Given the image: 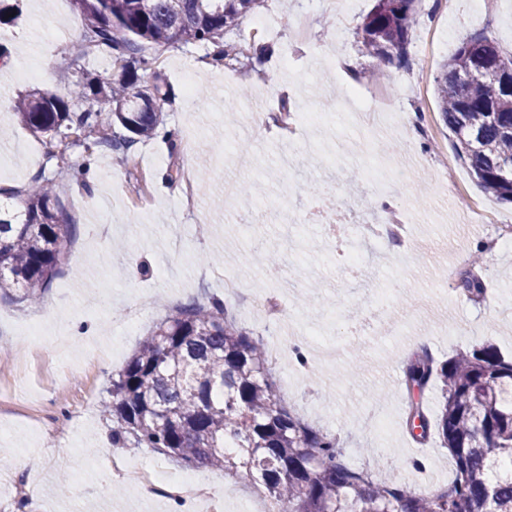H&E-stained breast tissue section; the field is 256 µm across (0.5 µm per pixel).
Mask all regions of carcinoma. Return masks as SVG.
I'll list each match as a JSON object with an SVG mask.
<instances>
[{
  "instance_id": "obj_1",
  "label": "carcinoma",
  "mask_w": 512,
  "mask_h": 512,
  "mask_svg": "<svg viewBox=\"0 0 512 512\" xmlns=\"http://www.w3.org/2000/svg\"><path fill=\"white\" fill-rule=\"evenodd\" d=\"M85 19L81 48L67 49L80 64L90 47L110 51L120 72L91 77L65 94L33 92L11 105L17 120L49 144L85 131L87 115L71 107L81 98L108 107L105 121L122 138H100L92 152L115 151L156 136L169 92L146 44L199 43L213 47L217 67L235 59L224 42L261 0H72ZM418 0H375L362 27V43L377 63L403 61ZM502 57L483 35L462 40L436 77L443 122L456 139L478 184L498 201L512 202V70L490 79ZM151 73L153 91L139 89ZM23 209L0 204V294L35 302L56 274L71 235L50 183L33 181ZM262 340L239 330L215 302L192 303L168 316L139 343L112 381L116 443L160 451L194 469L246 472L279 512H512V357L491 345L438 361L429 355L404 368L409 392L437 387L441 414L430 420L410 401L407 425L418 440L436 434L449 449L456 477L434 495L408 484L382 488L342 461L336 437L288 410L266 369Z\"/></svg>"
}]
</instances>
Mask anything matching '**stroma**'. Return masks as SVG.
Masks as SVG:
<instances>
[{
	"instance_id": "1",
	"label": "stroma",
	"mask_w": 512,
	"mask_h": 512,
	"mask_svg": "<svg viewBox=\"0 0 512 512\" xmlns=\"http://www.w3.org/2000/svg\"><path fill=\"white\" fill-rule=\"evenodd\" d=\"M30 5L19 0L18 19L0 25V44L16 50L15 71L0 74V188L25 187L38 175L54 180L73 231L38 302L0 299V391L11 393L0 404V506L14 512V482L32 479L25 512H179L173 501L113 481L112 457L154 462L171 481L195 469L113 442L107 406L113 378L141 339L191 300H223L229 319L267 347L306 349L311 369L296 374L283 364L291 382L281 393L296 415L336 436L348 464L376 483L398 474L424 493L447 485L455 471L448 449L437 438L418 441L406 425L405 355L423 340L441 360L484 344L512 356V241L500 240L512 226V203L490 197L458 157L434 79L467 36L485 34L512 53V0H457L440 22L436 0H420L406 61L382 65L375 79L359 33L374 0L315 10L301 40L293 0H263L242 31L225 36L242 48L230 70L203 69L200 44L146 46L164 62L172 97L164 123L180 143H138L136 168L105 155L87 183L73 177L83 146L47 148L10 105L113 70L100 64L99 49L77 67L60 53L67 29L84 28L71 0H43L37 14ZM263 17L271 28L245 38ZM261 84L274 104L316 114L318 128L288 139L273 126L256 135L245 116ZM173 160L197 180L194 209L159 189ZM228 180L255 189L228 200ZM447 183L456 193L443 195ZM385 199L409 214L405 254L367 244L362 267L350 268V242ZM331 202L342 217L332 236L304 221ZM475 203L487 222L464 223ZM282 210L294 222L281 221ZM477 250L485 296L473 300L460 276ZM267 252L279 255L281 278L267 274ZM228 277L243 284V295L225 290ZM258 297L271 298L270 316L252 313L249 301ZM71 413L70 440L58 445L49 423ZM205 476L223 512H253L263 497L249 476Z\"/></svg>"
}]
</instances>
